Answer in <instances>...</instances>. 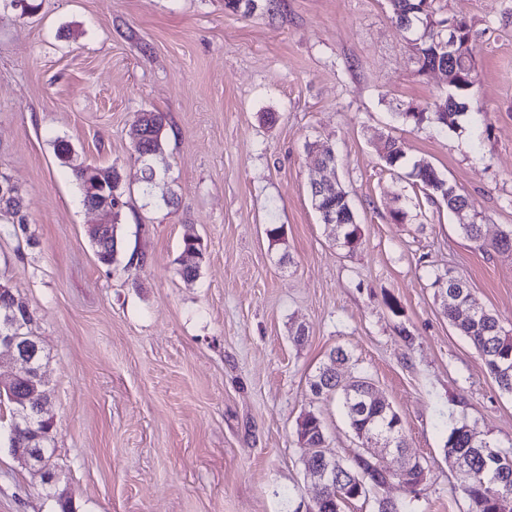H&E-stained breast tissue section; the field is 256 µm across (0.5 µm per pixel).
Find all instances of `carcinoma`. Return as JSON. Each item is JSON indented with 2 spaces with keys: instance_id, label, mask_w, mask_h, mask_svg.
Wrapping results in <instances>:
<instances>
[{
  "instance_id": "obj_1",
  "label": "carcinoma",
  "mask_w": 512,
  "mask_h": 512,
  "mask_svg": "<svg viewBox=\"0 0 512 512\" xmlns=\"http://www.w3.org/2000/svg\"><path fill=\"white\" fill-rule=\"evenodd\" d=\"M393 20L397 26H402L406 13L415 7L426 6L433 13H439L436 8V0H390ZM436 37L428 35L421 42V49L416 55L418 72L424 73L430 64L434 63L436 56ZM456 102L453 103V112L449 118L442 119L438 113L429 108L410 107L399 113V117L408 124L420 127L425 124H433L441 128L453 129L456 127L460 113L459 108H467V92L455 93ZM164 116L160 112H146L139 121L142 135L139 142L133 144V152L136 161L139 162L138 182L142 185L143 193H148L153 186L152 165L150 159L156 158L162 153L161 131ZM386 156L384 161L394 167L404 158V149L399 139L387 138L383 143ZM57 157L61 164L68 167L71 176L76 182L82 196V201L90 203L101 201L106 203L110 215V223L104 225L103 232L99 235L91 234L89 238L94 247L97 261L110 267L116 263L123 252L124 243L120 234V217L127 205L125 200V187L123 175L114 166L99 167L74 162V151L70 144L64 140L56 143ZM411 177L413 185L430 199L441 200L449 212H454L461 203L464 195L460 193L444 194V191L433 186L435 179L445 181V178L428 163L418 161L413 164ZM314 208L318 213L328 210L332 212L336 221L344 225V238L347 241V250L354 251L360 240V227L356 223V217L348 200L344 195L328 192L312 199ZM23 200L19 189H14V195L8 200L0 201V225H10L13 232H26L25 216L22 214ZM182 254L191 257V261L184 262L180 274L188 281H193L199 276L201 265L205 259L200 239L193 233H186L182 239ZM448 274V286L455 287V291L463 295V299L476 305V314L468 319H462L457 314L455 307L448 306L443 314L448 322L463 336L467 337L476 350L484 357L487 371L494 378L501 391L512 394V333L504 330L499 320L489 313L471 292L467 283L453 270ZM10 284L6 280H0V319L11 315L21 332H26L32 315L25 307L13 309L9 307V292L6 288ZM336 357V364H325L319 368L309 381L311 393L322 399L336 397L340 400L348 425L354 436L362 438L371 431L382 428L393 435L402 432L401 419L388 404L374 400L370 396L371 382L362 378L358 384L361 392L340 385L342 370L349 361L347 354L336 348L331 352ZM27 386L19 385L13 392L0 394V402L5 401L10 406L11 417H16L21 400L26 395ZM298 426L303 428L304 436L308 437L309 447H325V428L320 416L314 412H308ZM445 456L452 459L453 463L459 460L467 462L471 479L468 484L457 485L464 497L469 502V512H512V452L488 440L471 438L466 425L456 426L446 435L444 442ZM502 455L504 463L496 469L486 466L489 455ZM385 483L383 474L371 463L361 457H357L348 465L339 464L336 473V488L326 493L325 500L319 512H341L342 506L349 500L365 496L380 489Z\"/></svg>"
}]
</instances>
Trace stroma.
Segmentation results:
<instances>
[{
  "label": "stroma",
  "mask_w": 512,
  "mask_h": 512,
  "mask_svg": "<svg viewBox=\"0 0 512 512\" xmlns=\"http://www.w3.org/2000/svg\"><path fill=\"white\" fill-rule=\"evenodd\" d=\"M38 2L0 16V171L36 241L0 235V278L47 353L57 494L76 512H310L301 417L320 414L327 456L358 450L339 401L308 386L339 347L345 376L371 378L409 454L428 463L418 494L394 482L343 512H375L379 495L406 512H467L446 430L512 446V395L450 325L432 281L454 269L512 331V256L488 247L512 228V0H438L472 26L469 95L486 114L454 130L400 119L449 87L418 73L388 0H257L247 17L225 0ZM146 111L166 117L156 164L168 172L148 197L129 137ZM388 136L405 151L395 169L377 151ZM59 139L125 177L112 266L95 257L87 229L99 217L57 159ZM313 143L336 155L355 251L312 205ZM419 160L468 198L483 244L413 186ZM189 231L205 249L193 281L180 274ZM0 512H57L2 436Z\"/></svg>",
  "instance_id": "stroma-1"
}]
</instances>
